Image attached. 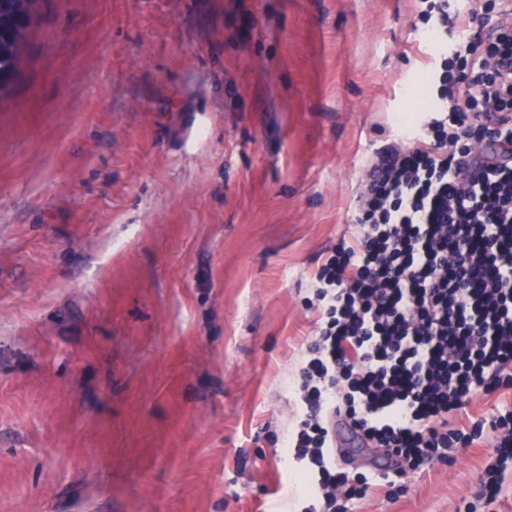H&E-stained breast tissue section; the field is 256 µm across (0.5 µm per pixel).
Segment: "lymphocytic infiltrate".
Wrapping results in <instances>:
<instances>
[{"mask_svg": "<svg viewBox=\"0 0 512 512\" xmlns=\"http://www.w3.org/2000/svg\"><path fill=\"white\" fill-rule=\"evenodd\" d=\"M421 17L448 59L436 100L404 145L368 157L351 237L314 275L319 318L285 445L306 467L304 512H336L427 461L495 433L487 503L512 468V409L467 425L474 396L512 389V0H424ZM459 31L449 41V31ZM395 470L336 464L335 419Z\"/></svg>", "mask_w": 512, "mask_h": 512, "instance_id": "lymphocytic-infiltrate-1", "label": "lymphocytic infiltrate"}]
</instances>
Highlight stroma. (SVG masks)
<instances>
[{
    "mask_svg": "<svg viewBox=\"0 0 512 512\" xmlns=\"http://www.w3.org/2000/svg\"><path fill=\"white\" fill-rule=\"evenodd\" d=\"M419 0H42L0 101V512H302L283 438ZM492 437L354 512H512Z\"/></svg>",
    "mask_w": 512,
    "mask_h": 512,
    "instance_id": "35a3bbf8",
    "label": "stroma"
}]
</instances>
